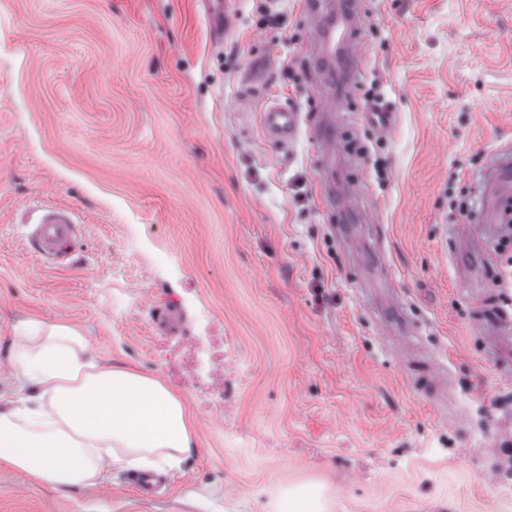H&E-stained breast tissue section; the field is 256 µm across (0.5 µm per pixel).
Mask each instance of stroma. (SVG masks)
<instances>
[{
	"label": "stroma",
	"instance_id": "35a3bbf8",
	"mask_svg": "<svg viewBox=\"0 0 512 512\" xmlns=\"http://www.w3.org/2000/svg\"><path fill=\"white\" fill-rule=\"evenodd\" d=\"M360 10L355 76L317 87L302 0L274 27L267 0H226L220 36L204 0H0V393L18 323L66 321L180 395L195 438L147 500L124 471L61 489L0 463V512H279L293 489L328 512H512V486L492 488L512 364L485 334L512 322V247L473 273L454 235L482 241L470 213L512 145V0ZM274 103L303 117L282 146L261 127ZM321 107L340 120L322 165ZM40 204L88 227L68 267L26 244ZM205 312L242 373L228 415L172 377Z\"/></svg>",
	"mask_w": 512,
	"mask_h": 512
}]
</instances>
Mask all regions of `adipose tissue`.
<instances>
[{"mask_svg": "<svg viewBox=\"0 0 512 512\" xmlns=\"http://www.w3.org/2000/svg\"><path fill=\"white\" fill-rule=\"evenodd\" d=\"M15 366L26 401L0 395V462L56 487L180 460L195 447L183 400L158 379L100 365L74 326L21 323Z\"/></svg>", "mask_w": 512, "mask_h": 512, "instance_id": "adipose-tissue-1", "label": "adipose tissue"}]
</instances>
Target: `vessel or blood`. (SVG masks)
<instances>
[{
    "label": "vessel or blood",
    "mask_w": 512,
    "mask_h": 512,
    "mask_svg": "<svg viewBox=\"0 0 512 512\" xmlns=\"http://www.w3.org/2000/svg\"><path fill=\"white\" fill-rule=\"evenodd\" d=\"M305 11L315 36L327 50L325 65L312 72V80L321 82L325 75L333 74L338 68L351 72L358 61L360 11L355 0H350L340 12L327 8L321 0H305ZM263 125L269 141L283 144L296 137L300 115L288 107L272 105L263 113ZM313 134L322 149L335 150V115L319 114ZM509 202H512V155L499 153L484 173L481 222L499 223L502 207ZM26 221L34 226L30 245L44 263L55 267L68 265L74 253V242L85 232L84 225L76 221L73 212L65 207L43 205L30 209Z\"/></svg>",
    "instance_id": "1"
}]
</instances>
